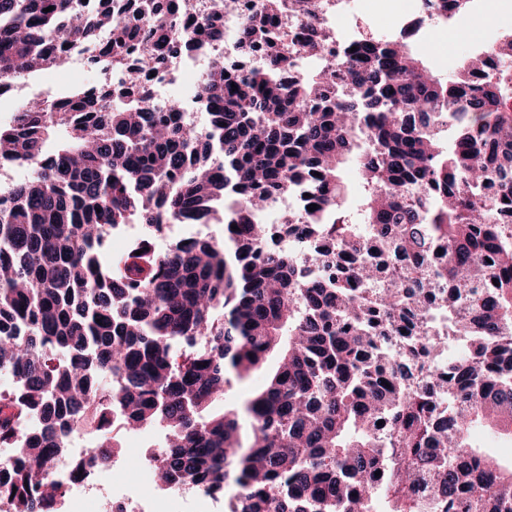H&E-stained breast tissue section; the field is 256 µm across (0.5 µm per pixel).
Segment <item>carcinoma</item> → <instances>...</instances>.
I'll use <instances>...</instances> for the list:
<instances>
[{"instance_id": "carcinoma-1", "label": "carcinoma", "mask_w": 512, "mask_h": 512, "mask_svg": "<svg viewBox=\"0 0 512 512\" xmlns=\"http://www.w3.org/2000/svg\"><path fill=\"white\" fill-rule=\"evenodd\" d=\"M178 6L0 0V84L82 55L130 84L36 97L0 124V161L33 173L0 206V448L22 450L0 500L61 512L65 487L112 466L118 429L160 428L152 476L222 488L230 512H512V464L469 441L483 423L512 435V33L451 81L380 36L217 60L195 127L136 87L213 38L173 28ZM278 7L264 0L245 50L271 44ZM300 183L317 209L279 225L310 241L296 255L257 216ZM171 222L222 237L160 254L145 236L104 261L112 230ZM79 424L98 442L72 459Z\"/></svg>"}]
</instances>
